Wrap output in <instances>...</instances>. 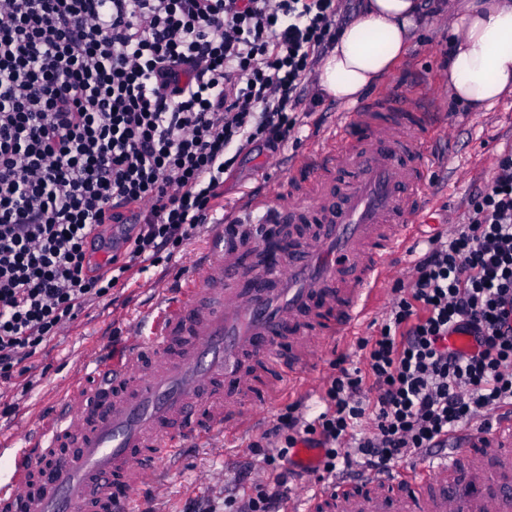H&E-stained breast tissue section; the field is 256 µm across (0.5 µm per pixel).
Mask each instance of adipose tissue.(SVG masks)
Listing matches in <instances>:
<instances>
[{
  "label": "adipose tissue",
  "mask_w": 512,
  "mask_h": 512,
  "mask_svg": "<svg viewBox=\"0 0 512 512\" xmlns=\"http://www.w3.org/2000/svg\"><path fill=\"white\" fill-rule=\"evenodd\" d=\"M421 0H366L321 62L318 89L354 99L405 56L419 27ZM449 32L448 86L468 112H486L512 93V0H458Z\"/></svg>",
  "instance_id": "1"
}]
</instances>
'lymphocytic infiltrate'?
<instances>
[{"instance_id":"lymphocytic-infiltrate-1","label":"lymphocytic infiltrate","mask_w":512,"mask_h":512,"mask_svg":"<svg viewBox=\"0 0 512 512\" xmlns=\"http://www.w3.org/2000/svg\"><path fill=\"white\" fill-rule=\"evenodd\" d=\"M349 0H0V385L136 266L171 263L216 221L224 176L276 152ZM362 366L337 359L328 408L280 414L273 485L230 512H278L291 452L359 478L512 410V148L466 222L397 283ZM461 333L467 348L450 346ZM370 420V430L355 426Z\"/></svg>"}]
</instances>
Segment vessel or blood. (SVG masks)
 Here are the masks:
<instances>
[{"instance_id":"obj_1","label":"vessel or blood","mask_w":512,"mask_h":512,"mask_svg":"<svg viewBox=\"0 0 512 512\" xmlns=\"http://www.w3.org/2000/svg\"><path fill=\"white\" fill-rule=\"evenodd\" d=\"M442 112L405 95L357 101L295 162L303 193L277 206L251 196L224 212L185 288L166 293L148 333L84 363L34 435L0 433V512H134L136 487L186 438L241 428L256 364L300 384L325 350L370 322L392 258L426 207V161ZM302 243L282 253L287 221ZM245 233L251 269L225 247ZM289 512H512V415L468 429L410 473L374 471L289 501Z\"/></svg>"}]
</instances>
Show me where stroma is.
<instances>
[{
  "instance_id": "stroma-1",
  "label": "stroma",
  "mask_w": 512,
  "mask_h": 512,
  "mask_svg": "<svg viewBox=\"0 0 512 512\" xmlns=\"http://www.w3.org/2000/svg\"><path fill=\"white\" fill-rule=\"evenodd\" d=\"M455 18L451 9L429 17L422 35L396 69L369 91L373 97L405 93L412 107L426 103L432 111L448 115L452 131L440 136L437 154L428 165V192L438 208L424 215L423 233L427 236L445 231L447 223L465 221L470 198L489 179L497 154L512 147V94L477 117L457 110L451 100L444 51L448 27ZM342 109V102L323 99L314 112L301 115L299 144H286L274 155L259 151L243 155L238 169L224 178L225 205L236 204L248 193L267 196L275 204L287 198L293 187L291 163ZM206 240V229H199L169 268L134 272L125 287L114 289L111 296L56 336L15 384L0 386V400L15 406L10 417L0 419V430L31 435L43 408L67 387L84 362L123 342L138 325L141 310L153 304L160 289L178 288L192 274ZM340 355L357 366L363 362L362 351L350 341L337 352L327 353L308 373L310 388L305 393L255 394L254 423L249 432L232 439L218 436L187 442L174 461L160 464L157 476L136 490L139 506L146 512H188V503L197 501L213 512H223L225 500L246 498L256 486L271 484L273 476L255 454L253 442L260 440L290 405H297L299 415L308 421L324 412V390Z\"/></svg>"
}]
</instances>
